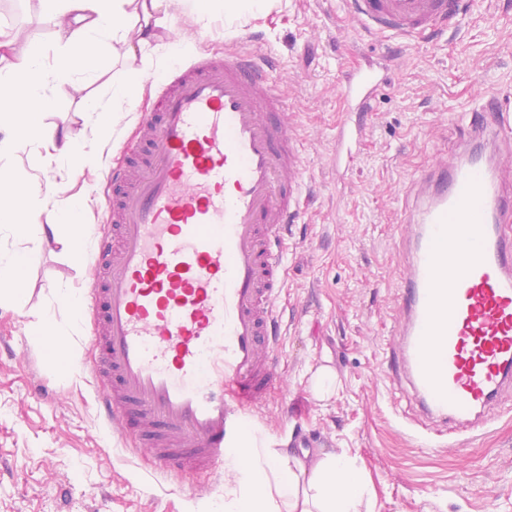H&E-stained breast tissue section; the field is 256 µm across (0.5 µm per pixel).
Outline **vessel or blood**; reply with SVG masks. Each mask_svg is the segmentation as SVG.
Returning <instances> with one entry per match:
<instances>
[{
    "instance_id": "b4317fda",
    "label": "vessel or blood",
    "mask_w": 512,
    "mask_h": 512,
    "mask_svg": "<svg viewBox=\"0 0 512 512\" xmlns=\"http://www.w3.org/2000/svg\"><path fill=\"white\" fill-rule=\"evenodd\" d=\"M385 39L424 42L460 0H347ZM271 56L232 48L174 66L105 180L91 237V371L104 422L173 474L223 475L275 387L288 226L304 187ZM377 82L347 80L348 131ZM512 110L487 98L448 156L410 179L387 364L457 430L512 389Z\"/></svg>"
}]
</instances>
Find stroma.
Masks as SVG:
<instances>
[{
    "label": "stroma",
    "mask_w": 512,
    "mask_h": 512,
    "mask_svg": "<svg viewBox=\"0 0 512 512\" xmlns=\"http://www.w3.org/2000/svg\"><path fill=\"white\" fill-rule=\"evenodd\" d=\"M462 23L440 39L391 43L365 33L344 0H283L262 19L225 27L220 15L197 23L190 5L169 0L157 33L180 45L178 58L221 51L253 35V49L279 61L288 124L304 145L309 196L290 229L287 283L280 304L283 348L278 385L260 410L272 448L314 453L349 449L365 471L375 512H512V397L490 410L483 428L442 435L420 419L407 384L394 383L383 355L394 333L405 188L421 166L447 154L464 115L486 94L512 104V0H471ZM0 27L30 37L53 62V27L38 0H0ZM173 61L162 52L133 82L124 116L98 131L84 97L112 107L122 58L105 59L100 79L77 92L52 90L44 127L69 131L93 168L46 170L31 133L14 130L15 149L0 169L27 193L21 224L0 223V261L17 264L23 293L0 303V512H224L231 483L202 474L164 475L122 445L97 415L91 374H76L59 350L75 342L90 362L87 313L73 315L66 293L84 295L86 247L103 218L100 186L133 137ZM378 75L358 157L336 168V136L347 77ZM91 199L78 224H60L39 243L25 223L51 222L52 203ZM50 319L35 335L32 314ZM332 367L341 386L315 397L308 371Z\"/></svg>",
    "instance_id": "1"
}]
</instances>
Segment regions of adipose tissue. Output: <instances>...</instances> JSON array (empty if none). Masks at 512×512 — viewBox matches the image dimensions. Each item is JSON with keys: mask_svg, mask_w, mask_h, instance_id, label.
<instances>
[{"mask_svg": "<svg viewBox=\"0 0 512 512\" xmlns=\"http://www.w3.org/2000/svg\"><path fill=\"white\" fill-rule=\"evenodd\" d=\"M164 0H40V15L54 25L58 55L22 54L17 38L0 30V130L26 125L47 162L86 164L76 138L40 126L37 115L50 104L49 84L82 90L99 76L98 57L108 44L124 49L127 72L149 66L147 48L163 26ZM199 17L223 14L225 24L257 17L278 0H190ZM227 480L238 483L233 512H374L373 495L347 452L298 457L271 448L249 449L244 460L228 455Z\"/></svg>", "mask_w": 512, "mask_h": 512, "instance_id": "obj_1", "label": "adipose tissue"}]
</instances>
